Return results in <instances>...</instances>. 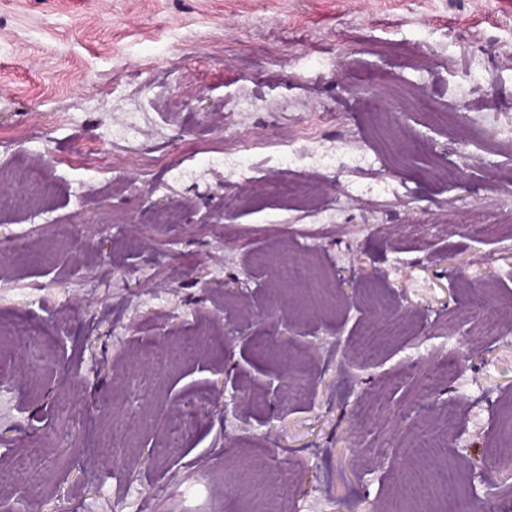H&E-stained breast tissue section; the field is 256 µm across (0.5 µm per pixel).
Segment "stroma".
<instances>
[{
	"label": "stroma",
	"mask_w": 512,
	"mask_h": 512,
	"mask_svg": "<svg viewBox=\"0 0 512 512\" xmlns=\"http://www.w3.org/2000/svg\"><path fill=\"white\" fill-rule=\"evenodd\" d=\"M511 134L512 0H0V492L16 512H448L408 490L446 465L507 487H465L475 512H512ZM360 148L372 168L301 163ZM392 288L409 328L362 354ZM62 331L80 373L52 393ZM219 372L240 408L217 411ZM263 372L314 384L274 395ZM448 410L457 452L421 454Z\"/></svg>",
	"instance_id": "stroma-1"
}]
</instances>
